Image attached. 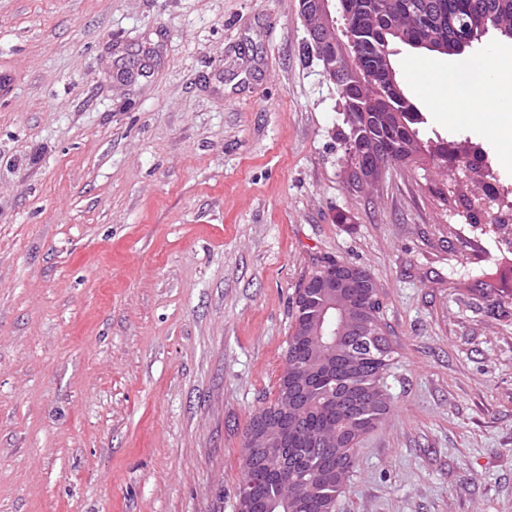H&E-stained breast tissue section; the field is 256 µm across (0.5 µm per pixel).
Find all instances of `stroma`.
<instances>
[{"label": "stroma", "mask_w": 512, "mask_h": 512, "mask_svg": "<svg viewBox=\"0 0 512 512\" xmlns=\"http://www.w3.org/2000/svg\"><path fill=\"white\" fill-rule=\"evenodd\" d=\"M389 49L420 139L512 194L405 74L512 40ZM336 100L299 0H0V512H234L329 258L374 276L392 347L337 512H512V252L429 160L349 188Z\"/></svg>", "instance_id": "stroma-1"}]
</instances>
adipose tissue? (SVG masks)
<instances>
[{"instance_id": "obj_1", "label": "adipose tissue", "mask_w": 512, "mask_h": 512, "mask_svg": "<svg viewBox=\"0 0 512 512\" xmlns=\"http://www.w3.org/2000/svg\"><path fill=\"white\" fill-rule=\"evenodd\" d=\"M469 68L471 79L466 83L453 74L436 85L424 75L419 83L429 89L449 118L466 113L489 140H497L501 129L512 126V60L491 52L470 63Z\"/></svg>"}]
</instances>
